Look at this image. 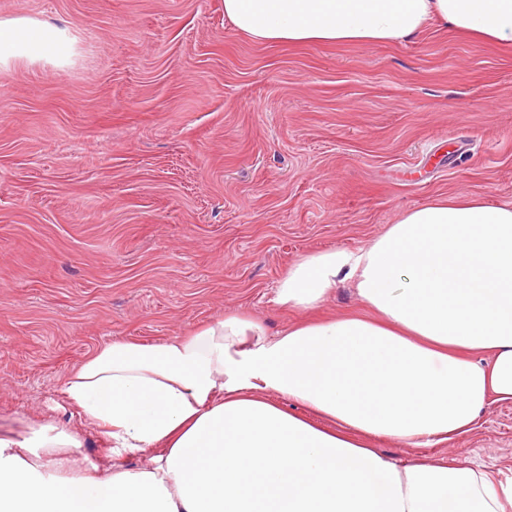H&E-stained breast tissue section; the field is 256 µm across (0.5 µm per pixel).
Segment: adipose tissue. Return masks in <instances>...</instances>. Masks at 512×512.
I'll use <instances>...</instances> for the list:
<instances>
[{
    "label": "adipose tissue",
    "instance_id": "1",
    "mask_svg": "<svg viewBox=\"0 0 512 512\" xmlns=\"http://www.w3.org/2000/svg\"><path fill=\"white\" fill-rule=\"evenodd\" d=\"M242 32L279 45L404 42L432 23L512 46V0H224ZM78 39L0 19V69L71 66ZM350 283L365 314L271 334L225 314L187 336L119 341L63 383L116 464L80 469L54 421L0 433V512H512V470L401 462L512 401V205L433 199L358 251L301 257L277 304L319 307ZM277 394L308 408L302 418ZM151 454L148 466H119Z\"/></svg>",
    "mask_w": 512,
    "mask_h": 512
}]
</instances>
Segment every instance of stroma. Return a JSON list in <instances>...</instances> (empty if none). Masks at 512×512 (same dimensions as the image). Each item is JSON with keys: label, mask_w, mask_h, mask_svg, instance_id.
<instances>
[{"label": "stroma", "mask_w": 512, "mask_h": 512, "mask_svg": "<svg viewBox=\"0 0 512 512\" xmlns=\"http://www.w3.org/2000/svg\"><path fill=\"white\" fill-rule=\"evenodd\" d=\"M90 32L76 63L0 69V419L105 438L62 391L119 340L243 311L306 319L275 288L302 255L367 246L443 196L512 204V47L433 25L403 43L285 46L224 0H0ZM382 451L512 467V403L469 433Z\"/></svg>", "instance_id": "obj_1"}]
</instances>
